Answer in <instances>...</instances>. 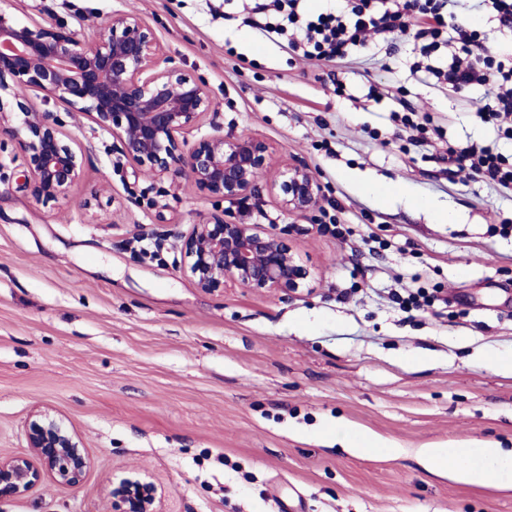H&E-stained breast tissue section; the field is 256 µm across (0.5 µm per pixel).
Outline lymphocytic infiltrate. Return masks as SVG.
I'll return each instance as SVG.
<instances>
[{
    "mask_svg": "<svg viewBox=\"0 0 512 512\" xmlns=\"http://www.w3.org/2000/svg\"><path fill=\"white\" fill-rule=\"evenodd\" d=\"M303 0H248L246 24L286 41L303 57L333 62L365 48L370 36L412 33L422 68L452 90L479 84L487 94L477 108L484 119L512 128V58L501 61L474 30L457 21L449 0H344L339 8L307 18ZM465 175L512 188V162L476 145L449 148Z\"/></svg>",
    "mask_w": 512,
    "mask_h": 512,
    "instance_id": "obj_1",
    "label": "lymphocytic infiltrate"
}]
</instances>
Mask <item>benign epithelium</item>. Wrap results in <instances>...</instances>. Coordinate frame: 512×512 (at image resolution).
<instances>
[{
  "instance_id": "benign-epithelium-1",
  "label": "benign epithelium",
  "mask_w": 512,
  "mask_h": 512,
  "mask_svg": "<svg viewBox=\"0 0 512 512\" xmlns=\"http://www.w3.org/2000/svg\"><path fill=\"white\" fill-rule=\"evenodd\" d=\"M167 64L157 70L159 63ZM84 114L119 144L120 155L156 177H185L218 201L241 202L263 170L288 213H307L321 185L306 166L272 168L269 144L233 130L190 145L182 137L210 112L206 86L162 56L154 30L137 14L114 13L89 42L61 23L11 20L0 14V142L16 143L23 186L42 203L67 196L81 175L82 157L69 145L55 112L34 105L26 90ZM182 268L204 291L233 282L253 290L295 294L314 272L262 224L217 218L195 224L181 239ZM29 454L0 458V500L25 496L50 477L78 485L89 467L78 435L46 412L27 430ZM158 486L123 479L112 487L113 512H154Z\"/></svg>"
}]
</instances>
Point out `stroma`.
<instances>
[{"label":"stroma","instance_id":"obj_1","mask_svg":"<svg viewBox=\"0 0 512 512\" xmlns=\"http://www.w3.org/2000/svg\"><path fill=\"white\" fill-rule=\"evenodd\" d=\"M93 34L140 15L209 89L188 142L233 130L310 168L313 212H285L267 176L246 202L120 159L86 116L63 117L84 157L67 197L41 203L19 164L0 170V457L25 453L46 411L80 436L82 483L44 479L0 512H112V485L150 475L163 512H512V489L423 468L424 448H512V190L462 180L449 146L512 156V139L415 69L411 38L340 63L308 61L246 26L224 0H0ZM458 19L512 54L477 0ZM413 108L410 140L393 118ZM277 225L312 268L293 295L205 292L179 267L180 236L222 214ZM437 294L406 312L408 289ZM394 456L341 451L337 431Z\"/></svg>","mask_w":512,"mask_h":512}]
</instances>
